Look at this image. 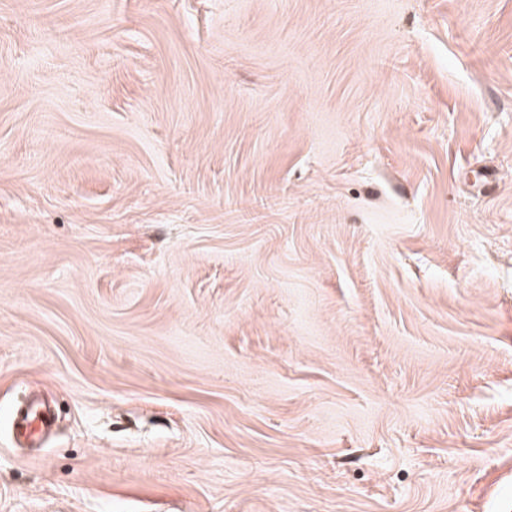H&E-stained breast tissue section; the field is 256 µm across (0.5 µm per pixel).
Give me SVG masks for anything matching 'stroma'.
I'll use <instances>...</instances> for the list:
<instances>
[{
	"label": "stroma",
	"instance_id": "1",
	"mask_svg": "<svg viewBox=\"0 0 512 512\" xmlns=\"http://www.w3.org/2000/svg\"><path fill=\"white\" fill-rule=\"evenodd\" d=\"M0 512H512V0H0ZM54 423L52 411L40 402L18 408L14 413V425L19 436L35 441L47 434Z\"/></svg>",
	"mask_w": 512,
	"mask_h": 512
}]
</instances>
